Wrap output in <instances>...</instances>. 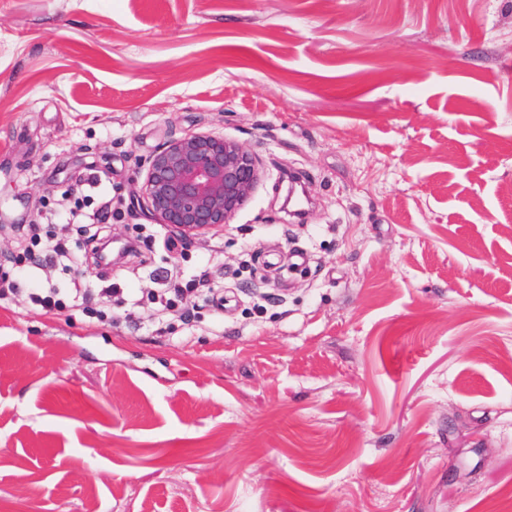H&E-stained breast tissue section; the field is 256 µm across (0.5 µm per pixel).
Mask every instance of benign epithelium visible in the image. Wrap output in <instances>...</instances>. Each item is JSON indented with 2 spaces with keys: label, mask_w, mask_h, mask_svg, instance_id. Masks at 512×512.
I'll return each mask as SVG.
<instances>
[{
  "label": "benign epithelium",
  "mask_w": 512,
  "mask_h": 512,
  "mask_svg": "<svg viewBox=\"0 0 512 512\" xmlns=\"http://www.w3.org/2000/svg\"><path fill=\"white\" fill-rule=\"evenodd\" d=\"M259 180L257 160L244 144L190 134L164 142L151 155L142 201L157 223L190 241L230 223Z\"/></svg>",
  "instance_id": "7a95c632"
}]
</instances>
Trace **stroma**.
Instances as JSON below:
<instances>
[{"label":"stroma","instance_id":"obj_1","mask_svg":"<svg viewBox=\"0 0 512 512\" xmlns=\"http://www.w3.org/2000/svg\"><path fill=\"white\" fill-rule=\"evenodd\" d=\"M244 143L261 180L181 246L141 201L172 138ZM101 277L9 265L27 227ZM306 177L304 220L283 209ZM301 252L265 270L262 251ZM221 312L159 316L174 271ZM0 512H497L512 490V0H0ZM121 293L104 319L40 288ZM40 292L31 293L32 304L41 308L44 314L61 315L69 308H81L90 315H100L102 311L89 307L87 304V288L74 285L66 297H62L56 288L42 289Z\"/></svg>","mask_w":512,"mask_h":512}]
</instances>
